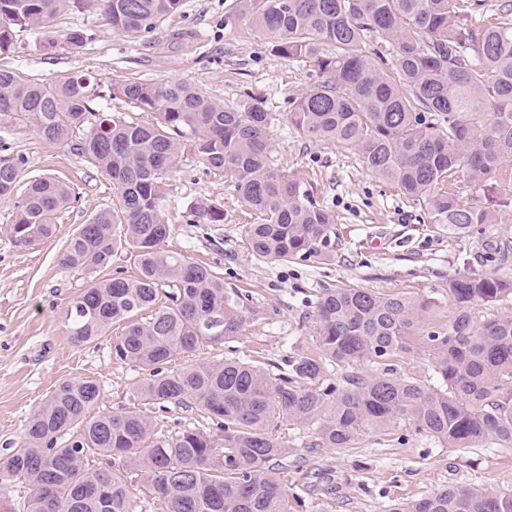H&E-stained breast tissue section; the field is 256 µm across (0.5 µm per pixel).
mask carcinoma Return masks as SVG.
Wrapping results in <instances>:
<instances>
[{"instance_id":"1","label":"carcinoma","mask_w":512,"mask_h":512,"mask_svg":"<svg viewBox=\"0 0 512 512\" xmlns=\"http://www.w3.org/2000/svg\"><path fill=\"white\" fill-rule=\"evenodd\" d=\"M277 40V52L308 64L319 79L296 97L288 123L309 140L355 152L366 170L425 208L452 237L478 224L512 219V15L470 19L468 0H243ZM181 0H0V54L18 29L45 33L66 9L95 8L116 32L140 33L176 12ZM377 34L387 54L362 45ZM147 124L94 108L101 92L75 75L34 83L0 69V118L31 125L64 144L112 182L119 207L97 210L67 241L60 262L89 274L67 306L76 346L112 330V357L145 372L140 398L163 410L194 407L215 430L156 428L138 411L102 409L97 380L58 384L33 413L19 445L0 456V485L24 480V512H133L136 475L163 512H286L279 466L285 445L272 434L284 416L318 425L317 439L345 448L366 430L408 419L452 448L493 439L512 447V316L474 318L475 306L512 296L491 276L448 282L456 312L416 338L430 303L405 293L327 290L314 319L318 353L287 361L272 375L228 358L174 366V357L241 334L259 314L206 267L163 249L170 175L191 158L222 169L228 187L257 214L241 235L271 261L303 256L330 239L334 216L300 179L278 169L268 135L274 113L250 95L237 107L177 82L124 80L108 86ZM25 159L0 158V197L16 196L12 241L37 245L69 208L71 189L46 175L21 182ZM495 195L481 206L473 197ZM194 216L224 222L210 201ZM132 250L138 273L100 280L118 246ZM428 355L443 388L429 390L390 367L351 375L321 389L326 362L386 361ZM388 512H512V496L446 486Z\"/></svg>"}]
</instances>
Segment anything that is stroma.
Returning <instances> with one entry per match:
<instances>
[{
	"label": "stroma",
	"mask_w": 512,
	"mask_h": 512,
	"mask_svg": "<svg viewBox=\"0 0 512 512\" xmlns=\"http://www.w3.org/2000/svg\"><path fill=\"white\" fill-rule=\"evenodd\" d=\"M49 26L54 47H43L33 31L17 30L13 49L0 54V69L33 82L77 73L103 85L186 82L228 107L249 94L264 97L280 115L269 129L275 165L309 184L335 217L321 251L271 262L248 250L240 227L256 214L228 188L222 170L189 159L171 175L165 250L209 268L261 311L241 335L205 348L201 359L235 357L275 374L286 359L316 353L313 316L329 289L428 298L427 328L455 315L450 279L489 275L512 282V260L499 259L501 250L512 252V222L477 225L466 238L448 236L428 223L422 205L370 175L357 154L308 140L289 126L290 101L317 76L278 54L273 36L243 15L240 0H183L145 33L115 32L92 9L60 11ZM75 28L86 30L88 40L72 51L65 36ZM0 145L24 156L26 171L55 177L75 195L52 236L28 250L11 241L13 199L0 198V450L18 445L26 421L58 383L87 377L99 382V403L112 410L142 412L172 432L210 428L197 409L161 410L138 398L143 373L115 360L109 340L77 347L67 335L68 302L89 277L63 266L60 251L92 212L116 206L109 178L26 124L0 123ZM202 199L223 209V223L194 221L191 211ZM274 434L288 448L281 475L288 512H385L390 501L418 499L448 485L512 495V449L492 440L451 448L406 421L367 431L346 448L313 447V428L285 418Z\"/></svg>",
	"instance_id": "obj_1"
}]
</instances>
